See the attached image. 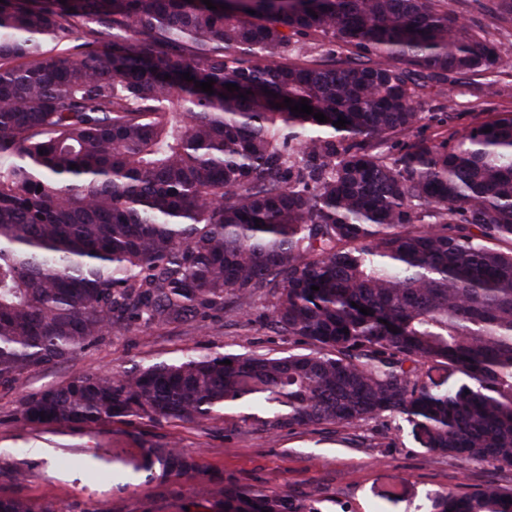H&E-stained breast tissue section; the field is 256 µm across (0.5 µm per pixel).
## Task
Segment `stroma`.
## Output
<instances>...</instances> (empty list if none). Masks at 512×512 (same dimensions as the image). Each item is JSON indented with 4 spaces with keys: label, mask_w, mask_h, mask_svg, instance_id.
Instances as JSON below:
<instances>
[{
    "label": "stroma",
    "mask_w": 512,
    "mask_h": 512,
    "mask_svg": "<svg viewBox=\"0 0 512 512\" xmlns=\"http://www.w3.org/2000/svg\"><path fill=\"white\" fill-rule=\"evenodd\" d=\"M509 61L504 73L445 83L421 109L451 106L457 127L499 112H512V32L501 35ZM270 299L248 317L161 327H134L108 337L73 360L22 378L0 392V465L28 461L23 480L0 478V497L23 496L39 512H217L208 478L264 494H310L320 512H435L437 495L469 493L493 484L512 489V469L441 456L414 424L388 416L358 426H315L262 431L246 409H234L201 426L153 423L135 417L110 424L33 430L16 422L22 398L80 373L120 371L198 355L245 352L278 355L305 351L301 341L272 332ZM172 446L196 456L206 478L163 476L144 468L142 451Z\"/></svg>",
    "instance_id": "1"
}]
</instances>
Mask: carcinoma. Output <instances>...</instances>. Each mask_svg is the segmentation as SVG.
Returning <instances> with one entry per match:
<instances>
[{
    "label": "carcinoma",
    "mask_w": 512,
    "mask_h": 512,
    "mask_svg": "<svg viewBox=\"0 0 512 512\" xmlns=\"http://www.w3.org/2000/svg\"><path fill=\"white\" fill-rule=\"evenodd\" d=\"M212 2L0 3V386L227 299L246 316L272 296L277 333L309 349L80 374L27 395L20 421L202 425L259 407L277 434L398 414L437 454L512 469V113L459 130L420 111L430 80L501 72L496 39L442 0ZM491 9L512 25V0ZM425 121L446 130L424 139ZM147 453L204 474L187 452ZM219 494L224 512H319ZM508 496L435 507L512 512Z\"/></svg>",
    "instance_id": "1"
}]
</instances>
